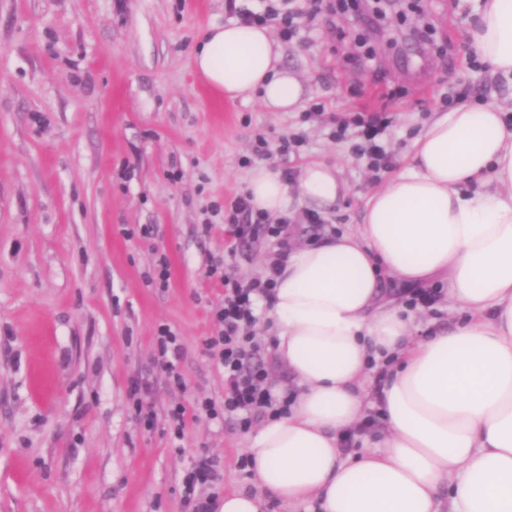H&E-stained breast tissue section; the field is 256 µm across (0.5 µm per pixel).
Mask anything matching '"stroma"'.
Returning a JSON list of instances; mask_svg holds the SVG:
<instances>
[{
  "label": "stroma",
  "mask_w": 512,
  "mask_h": 512,
  "mask_svg": "<svg viewBox=\"0 0 512 512\" xmlns=\"http://www.w3.org/2000/svg\"><path fill=\"white\" fill-rule=\"evenodd\" d=\"M478 4L421 0L410 12L390 0L383 26L362 27L336 0H293L301 28L279 47L307 96L269 112L216 96L193 70L204 29L232 22L228 0H0V512H183L182 473L203 453L218 461V491L246 487L250 432L190 417L177 441L167 415L224 396L202 344L224 299L211 262L249 278L275 251L259 239L226 257L210 209L244 193L261 134L276 171L336 166L346 194L325 218L350 231L384 181L331 137L335 120L390 113L395 175L460 96L512 109V85L468 44ZM293 137L300 146L281 156ZM142 224L153 234L127 237ZM162 255L165 288L150 282ZM161 324L183 345L180 388L152 360Z\"/></svg>",
  "instance_id": "35a3bbf8"
}]
</instances>
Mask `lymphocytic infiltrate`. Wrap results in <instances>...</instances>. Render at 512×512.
I'll return each instance as SVG.
<instances>
[{"label":"lymphocytic infiltrate","mask_w":512,"mask_h":512,"mask_svg":"<svg viewBox=\"0 0 512 512\" xmlns=\"http://www.w3.org/2000/svg\"><path fill=\"white\" fill-rule=\"evenodd\" d=\"M388 115H357L351 124L336 128L337 138H344L349 126L361 129L363 144L361 155L367 156L371 167L384 170L387 167L386 149L382 134L389 127ZM224 222L228 226L230 251H237L246 241L258 235L275 240L278 252L273 255L264 274L253 278L239 277L223 262L212 264L209 274L216 277L224 288V301L213 312L217 324L215 335L207 337L204 346L215 357L224 371V397L217 400L209 396L197 397L192 408L176 405L170 411L174 423V436H181L187 410L212 420L233 417L242 430H249L258 417L282 416L288 412L287 401L275 400L268 383L269 368L260 353L252 328L256 322V303L271 297L276 285L275 276L279 263L289 246L292 234L288 218L278 223H264L262 215L253 212L247 196L234 197L224 207ZM154 362L174 384H182L180 363L183 347L177 335L167 325H159L153 337ZM219 480L215 460L201 455L182 476L185 512H215L218 498L213 487Z\"/></svg>","instance_id":"obj_1"}]
</instances>
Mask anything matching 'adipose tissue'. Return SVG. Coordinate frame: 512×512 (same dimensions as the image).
<instances>
[{"label": "adipose tissue", "mask_w": 512, "mask_h": 512, "mask_svg": "<svg viewBox=\"0 0 512 512\" xmlns=\"http://www.w3.org/2000/svg\"><path fill=\"white\" fill-rule=\"evenodd\" d=\"M470 37L493 74L512 76V0H484ZM192 63L229 101L257 92L292 112L306 94L265 25L208 27ZM345 191L324 162L293 184L265 164L246 180L271 216ZM387 279L445 282L457 319L423 320ZM276 282L265 319L293 385L288 413L250 439L249 485L226 491L219 512H265L271 494L307 512H512V117L501 105L436 116L357 229L290 248ZM370 407L384 425L364 432Z\"/></svg>", "instance_id": "obj_1"}]
</instances>
